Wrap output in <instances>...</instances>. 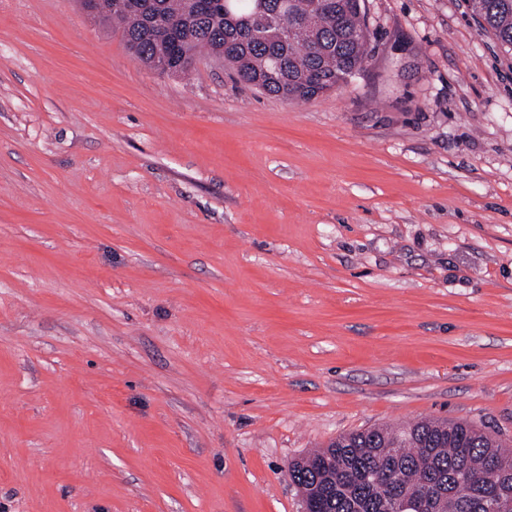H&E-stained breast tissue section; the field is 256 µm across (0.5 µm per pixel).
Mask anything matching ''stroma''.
<instances>
[{
	"mask_svg": "<svg viewBox=\"0 0 512 512\" xmlns=\"http://www.w3.org/2000/svg\"><path fill=\"white\" fill-rule=\"evenodd\" d=\"M365 13L291 102L0 0V512H302L342 434L512 445V55L467 0Z\"/></svg>",
	"mask_w": 512,
	"mask_h": 512,
	"instance_id": "35a3bbf8",
	"label": "stroma"
}]
</instances>
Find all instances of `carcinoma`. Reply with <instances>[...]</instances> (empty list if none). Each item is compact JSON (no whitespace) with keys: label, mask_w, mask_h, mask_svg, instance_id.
<instances>
[{"label":"carcinoma","mask_w":512,"mask_h":512,"mask_svg":"<svg viewBox=\"0 0 512 512\" xmlns=\"http://www.w3.org/2000/svg\"><path fill=\"white\" fill-rule=\"evenodd\" d=\"M482 30L512 52V0H468ZM133 56L187 75L202 51L286 101H309L361 70L364 0H106ZM309 512H512V450L467 422L368 428L288 464Z\"/></svg>","instance_id":"carcinoma-1"}]
</instances>
